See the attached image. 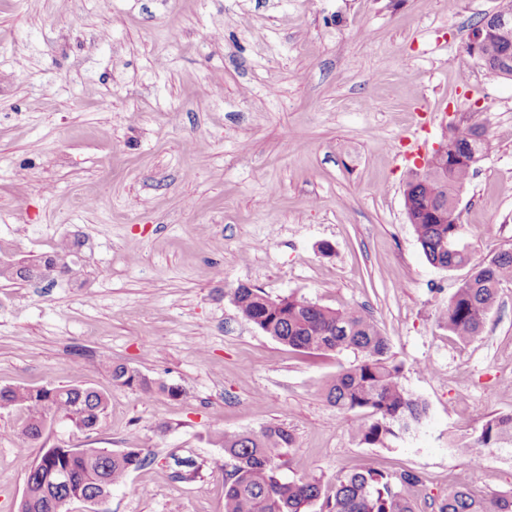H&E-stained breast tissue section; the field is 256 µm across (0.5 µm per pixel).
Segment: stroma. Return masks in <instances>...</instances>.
I'll use <instances>...</instances> for the list:
<instances>
[{
	"label": "stroma",
	"instance_id": "35a3bbf8",
	"mask_svg": "<svg viewBox=\"0 0 512 512\" xmlns=\"http://www.w3.org/2000/svg\"><path fill=\"white\" fill-rule=\"evenodd\" d=\"M498 0H0V257L80 241L77 276L0 279V387L84 385L91 434L54 421L22 449L0 409V512L41 447L142 448L107 512H224L216 429L282 424L284 479L370 466L417 474L416 512L449 488L512 492V447L473 472L459 445L512 413V285L480 336L441 311L462 269L431 265L408 221L407 139L446 122L489 151L459 192L463 241L512 248V78L466 51ZM108 183L96 205L77 199ZM365 308L428 406L411 435L359 443L324 387L352 352L296 351L244 321L238 284ZM124 364L180 387H114Z\"/></svg>",
	"mask_w": 512,
	"mask_h": 512
}]
</instances>
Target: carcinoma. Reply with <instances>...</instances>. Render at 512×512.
Returning <instances> with one entry per match:
<instances>
[{"mask_svg": "<svg viewBox=\"0 0 512 512\" xmlns=\"http://www.w3.org/2000/svg\"><path fill=\"white\" fill-rule=\"evenodd\" d=\"M489 143L475 126H459L448 142L445 166L423 179L406 180L413 225L420 247L429 261L441 269L468 268V274L448 298L441 318L448 332L461 344L479 336L501 291L512 283V249L484 258L475 257L462 244V225L457 223L455 199L476 171L469 164L484 157ZM76 246L64 242L55 253L36 263L48 268L62 262ZM231 302L242 319L278 342L298 351L339 354L351 351L355 361L339 370L326 384V399L342 415H354L355 437L365 445L386 447L419 424L426 404L402 385L403 366L391 353L386 336L373 318L357 307L335 310L293 294L271 298L262 290L240 284ZM112 384L136 388L145 394L181 395L177 386L151 378L123 364L108 366ZM22 408L27 418L25 438L40 431L46 416L69 422L81 432L96 430L107 409L101 392L80 385L10 388L0 391V409ZM214 443L224 449V512H415L409 489L419 481L416 474L384 473L372 467L340 471L330 483L311 475L296 480L280 476V458L295 438L284 425L258 431H218ZM512 445V413L486 420L473 442L463 446L469 454ZM147 462L140 448H125L102 455L67 457L44 448L30 466L26 483V512H49L45 489L59 466H67L74 488L88 495L121 485ZM438 512H512V494L477 496L465 487L448 490Z\"/></svg>", "mask_w": 512, "mask_h": 512, "instance_id": "obj_1", "label": "carcinoma"}]
</instances>
